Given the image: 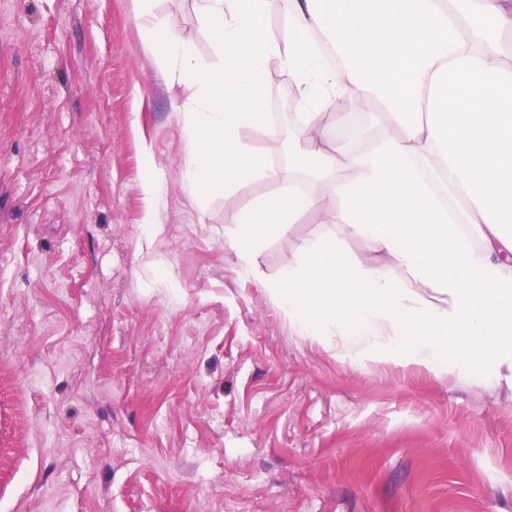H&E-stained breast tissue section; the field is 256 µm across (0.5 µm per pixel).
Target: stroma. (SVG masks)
Masks as SVG:
<instances>
[{
  "mask_svg": "<svg viewBox=\"0 0 512 512\" xmlns=\"http://www.w3.org/2000/svg\"><path fill=\"white\" fill-rule=\"evenodd\" d=\"M194 0L164 30L222 64ZM134 0H0V512H512V388L343 358L244 276ZM151 175L155 204L141 189Z\"/></svg>",
  "mask_w": 512,
  "mask_h": 512,
  "instance_id": "1",
  "label": "stroma"
}]
</instances>
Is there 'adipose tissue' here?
<instances>
[{
    "instance_id": "1",
    "label": "adipose tissue",
    "mask_w": 512,
    "mask_h": 512,
    "mask_svg": "<svg viewBox=\"0 0 512 512\" xmlns=\"http://www.w3.org/2000/svg\"><path fill=\"white\" fill-rule=\"evenodd\" d=\"M197 2L221 66H200L152 23L142 47L162 75L199 88L184 114L183 176L199 196L223 181L224 241L241 271L255 274L269 236L320 211L335 235L302 241L266 286L298 335L339 336L342 354L360 364L437 376L461 368L512 387V0H289L279 38L263 31L273 0ZM322 39L340 65L323 62ZM273 60L302 106L284 169L241 137L274 132L259 110ZM373 97L392 130L353 150L340 102ZM250 177L280 190L234 206ZM315 183L333 207L321 208ZM347 238L364 241L370 260L351 261Z\"/></svg>"
}]
</instances>
